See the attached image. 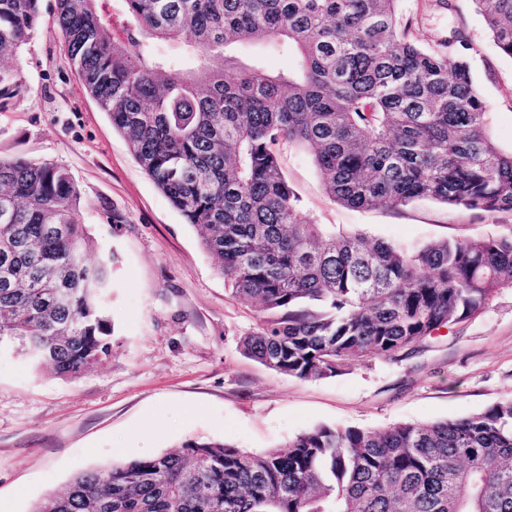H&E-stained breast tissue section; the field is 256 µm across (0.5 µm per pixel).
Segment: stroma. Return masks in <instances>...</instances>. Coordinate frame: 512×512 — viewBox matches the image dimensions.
<instances>
[{"instance_id":"obj_1","label":"stroma","mask_w":512,"mask_h":512,"mask_svg":"<svg viewBox=\"0 0 512 512\" xmlns=\"http://www.w3.org/2000/svg\"><path fill=\"white\" fill-rule=\"evenodd\" d=\"M17 55L28 92L0 115V157L64 165L82 196L89 259H112V354L75 379L0 353V512H30L79 471L161 454L190 438L246 450L284 444L312 428L381 430L456 419L512 398V288L473 319L396 359L367 356L341 374L299 379L245 356L239 339L255 312L227 289L202 247L136 163L123 135L70 65L53 10ZM422 42L463 31L475 77L495 114L493 142L512 144V58L497 51L472 0L444 10L405 0ZM283 163L308 221L406 245L477 242L512 234V214L491 216L426 202L352 210L324 194L308 153Z\"/></svg>"}]
</instances>
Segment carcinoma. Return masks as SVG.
I'll return each mask as SVG.
<instances>
[{"instance_id":"obj_1","label":"carcinoma","mask_w":512,"mask_h":512,"mask_svg":"<svg viewBox=\"0 0 512 512\" xmlns=\"http://www.w3.org/2000/svg\"><path fill=\"white\" fill-rule=\"evenodd\" d=\"M402 0H55L70 64L202 245L257 308L243 353L300 379L395 359L512 287V235L401 246L301 215L281 146L310 153L334 203L512 214V147L456 30L422 43ZM512 58V0H472ZM39 0H0V115ZM241 44L295 65L269 70ZM69 170L0 157V348L77 378L112 355V259L89 263ZM32 512H512V399L372 431L319 426L249 451L179 449L84 471Z\"/></svg>"}]
</instances>
